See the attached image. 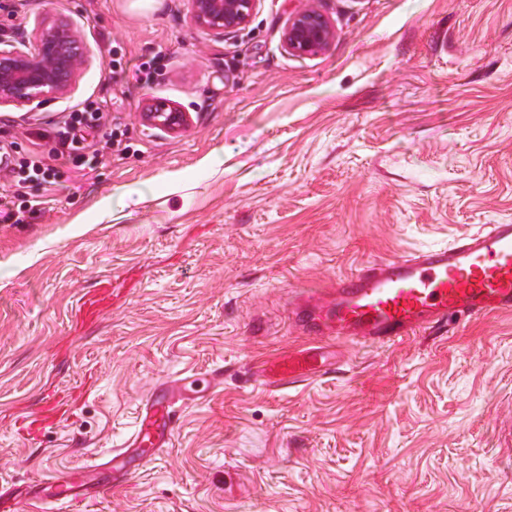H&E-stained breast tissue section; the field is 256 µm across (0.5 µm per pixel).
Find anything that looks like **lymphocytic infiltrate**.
I'll use <instances>...</instances> for the list:
<instances>
[{
  "instance_id": "1",
  "label": "lymphocytic infiltrate",
  "mask_w": 512,
  "mask_h": 512,
  "mask_svg": "<svg viewBox=\"0 0 512 512\" xmlns=\"http://www.w3.org/2000/svg\"><path fill=\"white\" fill-rule=\"evenodd\" d=\"M112 121L104 105L95 100L85 101L82 107L69 113L63 123L50 128L29 129L30 137L53 138L55 146L49 154L32 153L16 156L13 145H0V170L8 177L6 188L12 197L18 198V208L0 209V222L19 224L26 214L40 211L43 197L27 199L20 190L29 183L52 187L56 164L62 163L83 174L93 168L100 157L111 154L119 142L109 128Z\"/></svg>"
}]
</instances>
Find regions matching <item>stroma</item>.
Instances as JSON below:
<instances>
[{"label":"stroma","instance_id":"35a3bbf8","mask_svg":"<svg viewBox=\"0 0 512 512\" xmlns=\"http://www.w3.org/2000/svg\"><path fill=\"white\" fill-rule=\"evenodd\" d=\"M20 40L47 14L79 26L91 62L73 95L0 108V145L86 98L124 151L59 168L42 211L0 223V491L15 512L65 471L109 464L156 387L180 397L173 444L82 512H512V313L392 345L306 335L293 289L512 221V0H313L336 37L286 52L302 0H262L217 39L187 0H11ZM162 55L142 86L113 73ZM180 106L169 134L146 99ZM220 159L206 169L208 159ZM121 186L135 207L99 203ZM107 286L95 321L81 297ZM311 350L326 374L282 387L263 368ZM222 379L182 400L183 378ZM69 413L32 434L43 396ZM141 118L147 125L168 133H178L188 127L189 118L179 106L163 99H148Z\"/></svg>","mask_w":512,"mask_h":512}]
</instances>
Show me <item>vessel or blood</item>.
Returning a JSON list of instances; mask_svg holds the SVG:
<instances>
[{"label":"vessel or blood","instance_id":"1","mask_svg":"<svg viewBox=\"0 0 512 512\" xmlns=\"http://www.w3.org/2000/svg\"><path fill=\"white\" fill-rule=\"evenodd\" d=\"M512 312V222L490 224L453 245L370 261L338 275L331 287L303 291L289 317L302 330L355 343L392 344L443 322ZM317 356L284 360L276 368L283 385L324 372ZM180 420L166 393L146 397L134 448L169 447ZM125 468L91 482L81 472L56 477L62 512L107 494L125 480Z\"/></svg>","mask_w":512,"mask_h":512}]
</instances>
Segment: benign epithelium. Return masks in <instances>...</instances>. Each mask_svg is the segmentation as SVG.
Masks as SVG:
<instances>
[{
  "label": "benign epithelium",
  "instance_id": "7a95c632",
  "mask_svg": "<svg viewBox=\"0 0 512 512\" xmlns=\"http://www.w3.org/2000/svg\"><path fill=\"white\" fill-rule=\"evenodd\" d=\"M188 2L192 24L222 39L246 26L262 0ZM334 38L329 19L309 4L288 15L282 32L285 49L299 56L323 53ZM89 61V50L73 20L62 15L36 19L27 39L16 43L0 39V107L39 106L70 97ZM141 118L168 133L181 132L189 124L185 111L163 99L147 100Z\"/></svg>",
  "mask_w": 512,
  "mask_h": 512
}]
</instances>
